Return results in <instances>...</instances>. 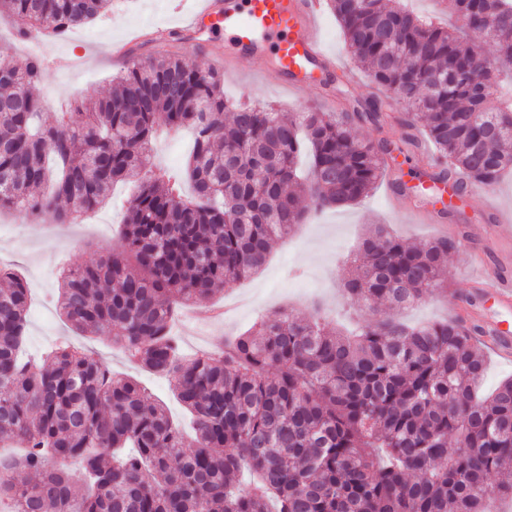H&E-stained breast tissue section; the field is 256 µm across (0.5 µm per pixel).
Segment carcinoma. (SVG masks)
Segmentation results:
<instances>
[{
  "instance_id": "carcinoma-1",
  "label": "carcinoma",
  "mask_w": 512,
  "mask_h": 512,
  "mask_svg": "<svg viewBox=\"0 0 512 512\" xmlns=\"http://www.w3.org/2000/svg\"><path fill=\"white\" fill-rule=\"evenodd\" d=\"M442 2L448 27L384 0H327L371 84L406 105L401 117L376 95L340 116L231 103L219 72L162 54L129 58L105 95L47 125L45 60L19 68L0 48V210L73 224L114 183H138L122 249L68 268L58 304L75 331L110 335L129 361L171 378L195 423L189 451L162 404L83 347L23 356L29 288L0 267V442L24 448L0 454L10 512H495L512 502V380L477 397L485 363L472 331L398 317L448 286L451 241L411 246L370 225L344 283L371 316L352 336L278 311L258 333L187 358L168 326L175 306L257 273L310 211L367 198L395 151L418 154L427 139L442 163L431 179L460 196L512 169L508 81L483 48L512 61V44L496 38L512 0ZM111 9L0 0L22 39ZM460 71L481 93L455 81ZM354 123L398 125L402 146L361 140ZM162 125L193 131L190 196L167 172L143 171Z\"/></svg>"
}]
</instances>
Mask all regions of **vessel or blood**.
I'll use <instances>...</instances> for the list:
<instances>
[{"label": "vessel or blood", "instance_id": "1", "mask_svg": "<svg viewBox=\"0 0 512 512\" xmlns=\"http://www.w3.org/2000/svg\"><path fill=\"white\" fill-rule=\"evenodd\" d=\"M320 0H202L188 12L185 27L224 25L232 43L224 50L225 64L244 58L261 60L276 82L302 88L321 83L327 54L319 38ZM493 295L499 306L512 309V270L492 272ZM485 334L490 349L512 356V339L501 323H489Z\"/></svg>", "mask_w": 512, "mask_h": 512}]
</instances>
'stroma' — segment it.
Wrapping results in <instances>:
<instances>
[{"label": "stroma", "mask_w": 512, "mask_h": 512, "mask_svg": "<svg viewBox=\"0 0 512 512\" xmlns=\"http://www.w3.org/2000/svg\"><path fill=\"white\" fill-rule=\"evenodd\" d=\"M175 22L172 0H114L105 18L77 27L63 40L41 34L16 40L14 22L2 17L0 44L10 48L16 63H24L33 53L50 63V75L41 94L47 120L52 123L67 111L70 101H90L108 90L113 75L125 64L124 59L113 57V44L129 40L134 32L167 29ZM320 24L323 44L332 61L331 71L342 83L337 88L326 87L319 105H312L306 90H292L267 80L258 60L244 61L239 70L225 74V97L283 112L316 108L340 113L347 109L344 93L368 96V79L353 63L334 15L323 12ZM227 42L224 30L208 29L201 39H187L172 46L171 51L206 72L218 69L216 56L223 53ZM190 147L189 132L162 135L147 153L145 163L152 169L178 173ZM129 193L128 186L117 185L108 205L76 224H60L48 215L28 218L1 212L0 260L21 273L30 291L26 352L41 355L64 341L92 349L114 373L139 381L150 399L163 403L170 415L183 423L187 420L186 411L167 378L127 361L111 337L75 332L56 309V273L60 266L78 265L122 246L123 204ZM410 211V204L396 195L384 178L362 203L311 213L288 238L272 244L269 259L260 272L234 287L216 289L208 303L177 308L171 329L179 337L183 353L192 356L198 350L210 349L225 336L248 329L262 315L278 310L306 316L318 309L330 323L355 324L361 310L342 294L340 283L345 276L344 264L367 225H392L399 236L413 245L441 236L438 224L413 223ZM447 222L456 226L461 236L468 228H476L475 250L497 253L505 261L512 259V236L503 232L493 213L486 210L482 186H470L461 198L455 199ZM477 274L468 253L450 251L449 293L425 298L406 312V320L422 324L452 318L449 294L478 292Z\"/></svg>", "instance_id": "obj_1"}]
</instances>
